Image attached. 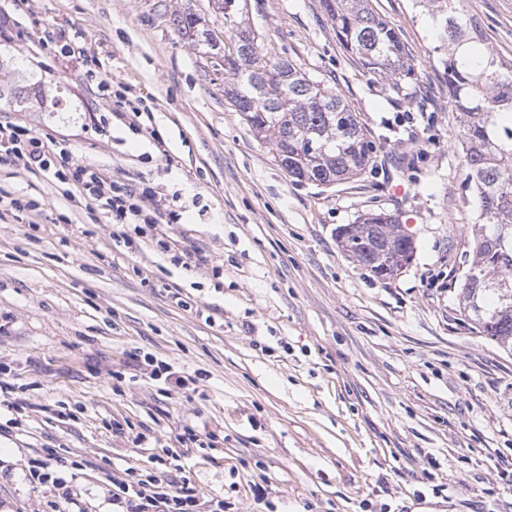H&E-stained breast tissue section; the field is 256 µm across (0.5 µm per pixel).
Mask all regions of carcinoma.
I'll use <instances>...</instances> for the list:
<instances>
[{
  "mask_svg": "<svg viewBox=\"0 0 512 512\" xmlns=\"http://www.w3.org/2000/svg\"><path fill=\"white\" fill-rule=\"evenodd\" d=\"M428 16L434 52L448 80V98L460 112L457 149L462 188L477 213L470 231L469 267L461 276V313L471 328L512 354V60L490 45L474 17L457 0H412ZM336 37L367 74L388 83L399 97L412 98L407 83L414 67L396 29L377 15L369 0H321ZM240 4L231 6L224 26L233 31L224 50V74L231 80L225 96L255 136L270 143L277 164L295 182L336 185L360 176L373 162L376 145L340 93L290 61L263 54L252 27L238 19ZM182 37L208 41L206 24L187 8L174 15ZM251 52H241V43ZM25 103L41 97L40 83L12 88ZM264 95V104L251 100ZM342 252L373 276L386 279L411 261L414 241L396 216L369 213L336 234Z\"/></svg>",
  "mask_w": 512,
  "mask_h": 512,
  "instance_id": "carcinoma-1",
  "label": "carcinoma"
}]
</instances>
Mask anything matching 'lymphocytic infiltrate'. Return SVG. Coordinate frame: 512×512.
<instances>
[{"instance_id":"lymphocytic-infiltrate-1","label":"lymphocytic infiltrate","mask_w":512,"mask_h":512,"mask_svg":"<svg viewBox=\"0 0 512 512\" xmlns=\"http://www.w3.org/2000/svg\"><path fill=\"white\" fill-rule=\"evenodd\" d=\"M153 110V105L130 96L128 90L118 89L112 93L113 113L118 114L133 133H151ZM70 158L68 135L46 141L27 126L11 120L0 121V160L16 162L24 168L71 183L77 201L102 203L115 223L111 232L113 241L131 245L133 237L150 236L164 223L167 210L152 188L109 180L93 166H71ZM112 503L122 512H153L160 505L165 512H200L195 488L187 477L180 484L158 491L148 489L142 480L120 482L112 494Z\"/></svg>"}]
</instances>
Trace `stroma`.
I'll return each mask as SVG.
<instances>
[{
    "label": "stroma",
    "mask_w": 512,
    "mask_h": 512,
    "mask_svg": "<svg viewBox=\"0 0 512 512\" xmlns=\"http://www.w3.org/2000/svg\"><path fill=\"white\" fill-rule=\"evenodd\" d=\"M241 5L263 53L341 92L379 147L374 169L332 187L285 174L225 100L223 52L172 22L188 7L223 39L214 0H0V61L43 86L26 106L0 96V118L69 134L72 163L153 187L173 212L159 234L209 258L126 248L69 185L0 164V195L40 203L0 215V512H52L55 487L25 473L54 456L76 512H112L116 482L152 476L189 477L224 512H512V355L460 313L475 210L429 21L411 0L370 2L410 50L421 90L406 102L358 67L319 0ZM460 9L512 59V0ZM60 30L80 55L43 48ZM89 71L154 102V137L95 99ZM370 212L415 242L389 279L336 241ZM138 351L185 389L128 378ZM186 424L216 442L182 446Z\"/></svg>",
    "instance_id": "35a3bbf8"
}]
</instances>
